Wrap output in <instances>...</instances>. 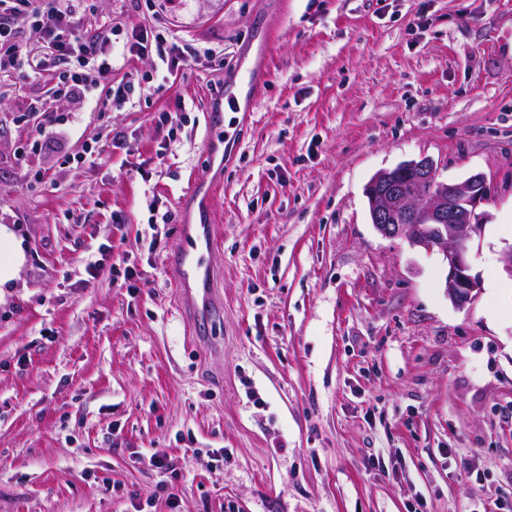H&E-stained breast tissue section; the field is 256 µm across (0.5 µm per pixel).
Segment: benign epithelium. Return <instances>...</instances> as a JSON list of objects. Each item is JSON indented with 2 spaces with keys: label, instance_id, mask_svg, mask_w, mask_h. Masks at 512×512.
<instances>
[{
  "label": "benign epithelium",
  "instance_id": "1",
  "mask_svg": "<svg viewBox=\"0 0 512 512\" xmlns=\"http://www.w3.org/2000/svg\"><path fill=\"white\" fill-rule=\"evenodd\" d=\"M405 173L422 181L437 180L436 166L427 157L378 171L365 190L372 223L385 237L405 238L414 247L442 254L448 298L458 307L473 304L480 283L471 273L469 244L486 218L480 208L491 197L490 185L475 174L460 183L442 181L439 194L419 197L400 190L398 178Z\"/></svg>",
  "mask_w": 512,
  "mask_h": 512
}]
</instances>
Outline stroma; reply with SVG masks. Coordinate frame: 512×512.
<instances>
[{
    "label": "stroma",
    "mask_w": 512,
    "mask_h": 512,
    "mask_svg": "<svg viewBox=\"0 0 512 512\" xmlns=\"http://www.w3.org/2000/svg\"><path fill=\"white\" fill-rule=\"evenodd\" d=\"M87 0L120 25L113 81L34 142L53 69L0 79V224L25 259L0 298V512H483L512 501V0ZM164 19L170 77L129 52ZM257 71L208 169L206 109ZM175 114V130L159 128ZM127 146L116 147L113 133ZM98 145L93 164L73 160ZM420 157L492 187L470 248L497 278L460 308L442 255L374 228L365 187ZM221 184L210 335L170 257ZM174 220L157 222L158 212ZM131 268L127 283L90 262ZM172 459L180 478L150 463Z\"/></svg>",
    "instance_id": "1"
}]
</instances>
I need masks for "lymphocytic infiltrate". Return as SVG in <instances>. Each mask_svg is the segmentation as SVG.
<instances>
[{
    "instance_id": "obj_1",
    "label": "lymphocytic infiltrate",
    "mask_w": 512,
    "mask_h": 512,
    "mask_svg": "<svg viewBox=\"0 0 512 512\" xmlns=\"http://www.w3.org/2000/svg\"><path fill=\"white\" fill-rule=\"evenodd\" d=\"M85 0H0V77L24 66L18 44L21 25L39 31L50 48L43 66L56 70L58 81L53 95L72 105L83 103L94 86L108 85L110 106L122 108L134 89L130 82L112 80L109 47L118 30L101 24L95 31L84 29ZM129 47L135 56L157 54L170 70H178L185 57L174 54L164 27L133 32Z\"/></svg>"
}]
</instances>
